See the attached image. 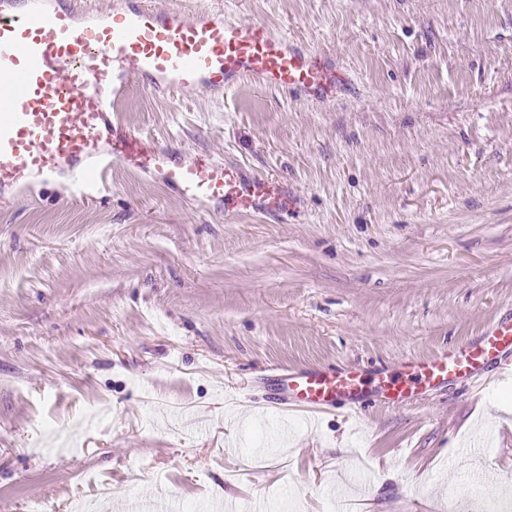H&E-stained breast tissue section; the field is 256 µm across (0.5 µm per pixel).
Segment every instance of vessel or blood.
Wrapping results in <instances>:
<instances>
[{
  "instance_id": "vessel-or-blood-1",
  "label": "vessel or blood",
  "mask_w": 512,
  "mask_h": 512,
  "mask_svg": "<svg viewBox=\"0 0 512 512\" xmlns=\"http://www.w3.org/2000/svg\"><path fill=\"white\" fill-rule=\"evenodd\" d=\"M133 76L166 96H221L245 79L321 96L335 80L284 33L218 11L189 18L150 0H123L110 12L88 10L84 0H0V204L59 176L91 197L120 163L215 214L287 212L281 182L145 146L118 115ZM491 368L512 377V318L491 322L475 342L406 358L370 380L354 368L309 367L281 372L277 382L284 405L357 416L368 401L404 402L451 383L480 393Z\"/></svg>"
}]
</instances>
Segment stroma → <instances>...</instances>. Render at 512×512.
<instances>
[{"label":"stroma","mask_w":512,"mask_h":512,"mask_svg":"<svg viewBox=\"0 0 512 512\" xmlns=\"http://www.w3.org/2000/svg\"><path fill=\"white\" fill-rule=\"evenodd\" d=\"M152 2L264 22L350 88L130 82V130L285 182V217L121 164L0 207V512H468L483 483L502 512L512 383L315 419L265 370L391 369L512 313V0Z\"/></svg>","instance_id":"1"}]
</instances>
